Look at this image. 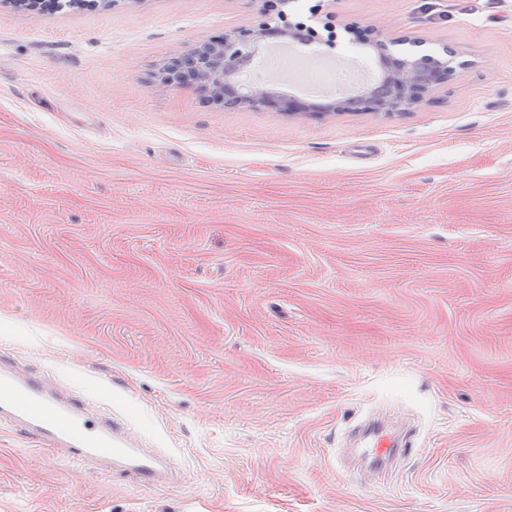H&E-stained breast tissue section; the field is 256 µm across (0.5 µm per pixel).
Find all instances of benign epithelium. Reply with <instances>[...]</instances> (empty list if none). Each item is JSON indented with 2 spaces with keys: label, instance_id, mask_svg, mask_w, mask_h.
<instances>
[{
  "label": "benign epithelium",
  "instance_id": "benign-epithelium-1",
  "mask_svg": "<svg viewBox=\"0 0 512 512\" xmlns=\"http://www.w3.org/2000/svg\"><path fill=\"white\" fill-rule=\"evenodd\" d=\"M256 2L258 20L254 24L211 36L184 53L185 66L197 82L208 88L214 102L222 101L227 105L250 108L281 103L269 85L243 86L233 81V78L241 74L244 64L257 54L273 21L284 37L306 44L317 43L331 49L336 45V15L324 9V5L312 7V15L324 13L322 29L318 30L292 18L288 12L289 0ZM345 29L363 33L381 61L385 73L384 92H365L354 100L337 98L321 105L290 102L288 111L296 115L304 112L398 115L431 100L435 91L448 85L455 75L453 59L456 52L451 48H444L441 55L425 52L396 53L392 50L393 46L403 42L417 43L419 39L411 36L389 38L376 26H361L356 22L346 24Z\"/></svg>",
  "mask_w": 512,
  "mask_h": 512
}]
</instances>
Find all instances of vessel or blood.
<instances>
[{
  "instance_id": "vessel-or-blood-1",
  "label": "vessel or blood",
  "mask_w": 512,
  "mask_h": 512,
  "mask_svg": "<svg viewBox=\"0 0 512 512\" xmlns=\"http://www.w3.org/2000/svg\"><path fill=\"white\" fill-rule=\"evenodd\" d=\"M0 418L13 421L42 449L64 453L69 460L113 463L145 484L162 477V460L135 447L112 422L88 418L80 400L59 395L44 380L19 373L1 357ZM364 435L363 455L371 469H387L403 451L399 438L380 425L367 427Z\"/></svg>"
}]
</instances>
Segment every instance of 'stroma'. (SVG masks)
Masks as SVG:
<instances>
[{"label":"stroma","instance_id":"1","mask_svg":"<svg viewBox=\"0 0 512 512\" xmlns=\"http://www.w3.org/2000/svg\"><path fill=\"white\" fill-rule=\"evenodd\" d=\"M456 49L388 117L154 77L253 0L0 7V356L165 459L145 486L0 422V512H512V0H335ZM414 429L391 478L345 432Z\"/></svg>","mask_w":512,"mask_h":512}]
</instances>
